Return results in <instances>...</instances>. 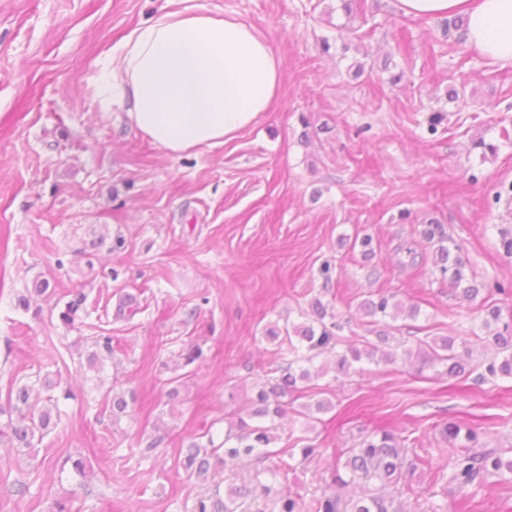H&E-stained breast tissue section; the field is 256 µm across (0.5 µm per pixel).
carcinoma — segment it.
Returning a JSON list of instances; mask_svg holds the SVG:
<instances>
[{"mask_svg": "<svg viewBox=\"0 0 512 512\" xmlns=\"http://www.w3.org/2000/svg\"><path fill=\"white\" fill-rule=\"evenodd\" d=\"M423 239L437 244L435 250V267L441 276L448 280L453 291L469 301L476 300L483 293L491 290L497 294L507 295L512 292L500 284L487 290L475 276H467V262L461 255L460 246L449 237L442 225L430 223L420 230ZM49 291V283L40 281L28 294L18 298V305L30 309L36 297H42ZM85 296L76 293L59 311V319L67 326L74 324L82 308ZM486 316L483 328L486 335L481 340L497 350V355L485 362L484 372L478 379L488 377L512 378V322H502L501 313L495 305H480ZM314 318L311 322L290 324L283 327L271 323L265 329V339L277 347L276 355L280 360L281 376L273 383L260 386L248 406L247 416L255 421L250 425L246 420L238 419L224 435L222 446H214L213 440L204 445L198 438L191 437L186 446L182 465L184 469L198 479H207L209 472L216 466L224 464V458H265L271 454L270 445L277 436V421L288 416V402L284 398L294 395L296 398L307 397L313 387L310 383L320 375L322 370L311 371L309 364L323 353H330L341 342L336 331L341 326L335 322L325 323L327 307L319 300L312 303ZM370 325L378 326L386 320L395 321L399 317L415 318L418 307H405L395 299V295L378 293L376 297L364 300L358 307ZM462 344L465 352L471 347L466 339L456 336H439L429 340L419 339L413 348H402V341L382 330L376 334V340L363 337L359 344L350 343L342 352L334 355V371L338 376H347L353 364L367 359L371 362L394 364L398 360L415 355L419 370L442 366L448 380L455 381L469 376L471 369L461 355L456 353V345ZM96 350L86 356V365L90 371H99L105 356L112 355V337L99 336L94 341ZM178 366L186 367L204 359V352L197 343H191L179 355ZM33 392L31 386L24 384L11 387L0 400V415H9L4 429H0V442L6 440L22 452H28L41 444L60 420L57 399L50 395L45 399L43 408L37 410L29 403ZM136 401L134 392L112 391L106 396L105 407L117 420L128 413L129 406ZM442 435L450 441H459L446 465L448 484L463 493L476 490L482 486L486 477L508 472L512 474V456L499 448L474 450L479 437L475 430L461 426L450 420L443 424ZM344 460L337 463L331 478V485L311 502H306L297 492H288L277 501L278 512H408L398 497L385 495L382 490L396 487L401 483L412 481L419 465L428 461L416 456L408 458V451L401 445L394 430L380 428L362 439L355 447L340 453ZM365 486V491L346 499L339 490L351 484ZM267 494L270 488L263 486L252 489L246 485H231L224 491L214 490L203 495L194 503L193 512H236V503L257 492Z\"/></svg>", "mask_w": 512, "mask_h": 512, "instance_id": "obj_1", "label": "carcinoma"}]
</instances>
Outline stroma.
Instances as JSON below:
<instances>
[{
  "label": "stroma",
  "mask_w": 512,
  "mask_h": 512,
  "mask_svg": "<svg viewBox=\"0 0 512 512\" xmlns=\"http://www.w3.org/2000/svg\"><path fill=\"white\" fill-rule=\"evenodd\" d=\"M395 2L360 0L348 17L340 0H187L255 26L283 82L234 140L178 158L120 107L102 111L95 86L113 49L169 0H0V394L39 372L75 389L37 448L0 446V512H50L59 499L72 512H190L199 494L259 482L310 499L342 450L385 425L410 454L441 464L453 455L441 435L450 419L477 429L484 447L512 448L510 378L451 382L364 361L338 379L323 355L316 385L332 410L289 412L267 459L227 462L205 483L179 461L184 437L221 442L245 415L247 395L278 364L264 327L308 321L314 300L345 319L352 340L365 333L358 304L380 289L419 307L397 321L406 340L479 329L482 311L441 279L419 225L442 224L478 280L512 286L501 247L512 232V67ZM360 63L371 78L355 77ZM452 85L462 92L453 102ZM436 111L447 119L433 131ZM478 139L496 155L475 149ZM360 232L373 238L367 260L352 246ZM410 240L413 258L401 250ZM43 280L56 292L41 314L19 307ZM71 291L86 301L68 328L51 310ZM122 295L136 314L118 315ZM101 330L115 354L95 373L86 354ZM191 340L205 358L179 381L174 354ZM115 383L137 394L117 421L104 409ZM290 439L323 453L290 458ZM78 454L93 472L83 483L63 467ZM397 493L409 512H512L509 473L443 495L423 466Z\"/></svg>",
  "instance_id": "stroma-1"
}]
</instances>
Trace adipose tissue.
<instances>
[{
  "label": "adipose tissue",
  "mask_w": 512,
  "mask_h": 512,
  "mask_svg": "<svg viewBox=\"0 0 512 512\" xmlns=\"http://www.w3.org/2000/svg\"><path fill=\"white\" fill-rule=\"evenodd\" d=\"M407 16L464 18V46L512 66V0H396ZM282 66L251 24L203 8L175 9L134 29L101 74L102 105L117 102L130 125L165 154L233 140L270 109Z\"/></svg>",
  "instance_id": "ef3b65f1"
}]
</instances>
